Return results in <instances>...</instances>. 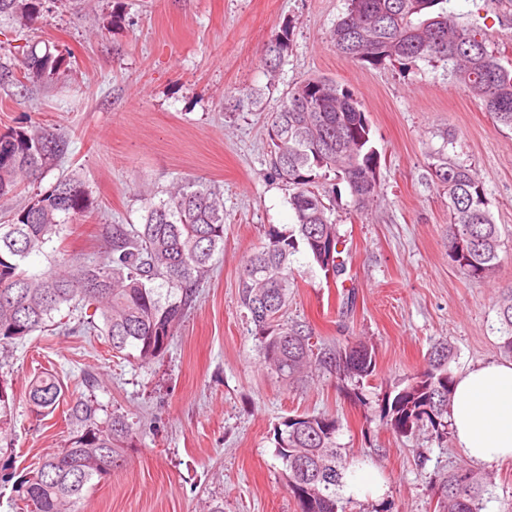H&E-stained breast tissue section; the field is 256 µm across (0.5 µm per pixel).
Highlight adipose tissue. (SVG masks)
<instances>
[{"label":"adipose tissue","mask_w":512,"mask_h":512,"mask_svg":"<svg viewBox=\"0 0 512 512\" xmlns=\"http://www.w3.org/2000/svg\"><path fill=\"white\" fill-rule=\"evenodd\" d=\"M459 455L474 466L512 459V361L491 360L455 376L448 412Z\"/></svg>","instance_id":"obj_1"}]
</instances>
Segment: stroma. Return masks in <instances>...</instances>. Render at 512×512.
<instances>
[{
  "label": "stroma",
  "mask_w": 512,
  "mask_h": 512,
  "mask_svg": "<svg viewBox=\"0 0 512 512\" xmlns=\"http://www.w3.org/2000/svg\"><path fill=\"white\" fill-rule=\"evenodd\" d=\"M448 8L512 64L506 0H450ZM346 9V0H83L78 8L46 0L36 29L0 21L13 63L34 43L66 59L52 84H0V133L37 122L64 128L69 152L41 185L73 174L93 202L83 221L29 256V272L49 270L65 254L95 257L111 225L142 223L145 194L173 183L197 178L224 198V249L160 358L115 357L74 317L67 331L37 333L0 353V373L17 398V474L65 446L70 403L81 397L98 405V418L119 414L136 430L123 467L86 493L81 512H210L216 503L224 512H299L273 431L285 417L327 413L341 424L338 443L385 487L381 497L352 500L347 512H437L435 473L463 464L454 443L398 436L374 407L424 368L438 340L454 345L456 372L502 357L495 302L512 288V130L496 126L444 64L370 66L338 54L330 33ZM285 26L290 49L272 75L263 49ZM315 77L336 80L361 101L380 153L379 188L359 211L348 184L336 183L332 217L345 238L354 302L301 254L285 318L327 342L373 345L377 374L363 386V404L326 373L294 388L279 382L237 303L241 268L269 226L294 221L287 190L270 175L265 115L289 87ZM243 89L257 92L256 103L232 108ZM441 149L486 189L503 241L489 279L463 278L448 259V193L431 169ZM47 369L57 371L66 400L39 418L25 395ZM481 470L492 478L484 512H512V460Z\"/></svg>",
  "instance_id": "35a3bbf8"
}]
</instances>
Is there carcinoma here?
Segmentation results:
<instances>
[{"mask_svg": "<svg viewBox=\"0 0 512 512\" xmlns=\"http://www.w3.org/2000/svg\"><path fill=\"white\" fill-rule=\"evenodd\" d=\"M450 0H348L331 32L338 53L354 63L426 59L442 62L456 85L482 102L494 121L512 129V66L490 53L477 31L448 11ZM26 28L43 23L42 0H0V18ZM290 47L283 27L264 49L274 72ZM65 64L61 54L26 52L24 78L50 84ZM271 163L288 186L295 223L271 225L267 242L243 266L238 303L247 311L262 360L286 385L323 371L348 381L362 399L363 381L373 377L377 360L366 342L326 345L298 322H288L293 263L305 253L325 274L338 278L346 263L344 243L326 203L325 180L333 174L346 182L359 209L377 195L380 154L371 124L355 93L324 77L289 88L268 113ZM69 148L68 134L41 123L0 134V199L21 182L36 183ZM433 175L448 190V259L465 279H487L500 263V231L494 224L482 181L472 169L440 150ZM91 206L83 182L60 176L29 203L0 222V350L34 333L59 327L55 313L92 307L83 323L105 337L112 352L128 349L149 363L168 348L176 327L196 301L197 287L224 247L223 196L200 180H185L167 197L146 199L144 223L111 226L104 251L93 260L69 258L60 269L31 273L24 261L60 235L64 224L83 217ZM162 281L167 291L155 286ZM499 348L512 357V290L497 302ZM454 347L443 339L431 347L427 367L395 386L379 404L380 421L393 433L410 437L426 431L448 435ZM64 399L60 379L44 372L30 383L28 404L45 417ZM15 395L0 374V479L12 478L17 457L12 436ZM97 407L77 400L70 417L73 432L65 447L46 453L39 466L13 484L22 512H80L84 492L119 467L133 442V427L120 415L100 420ZM338 418L303 413L274 429L276 456L283 465L288 492L299 512H346L341 489L352 460L337 442ZM110 459V467L99 463ZM491 478L458 467L441 477L442 512H483Z\"/></svg>", "mask_w": 512, "mask_h": 512, "instance_id": "obj_1", "label": "carcinoma"}]
</instances>
